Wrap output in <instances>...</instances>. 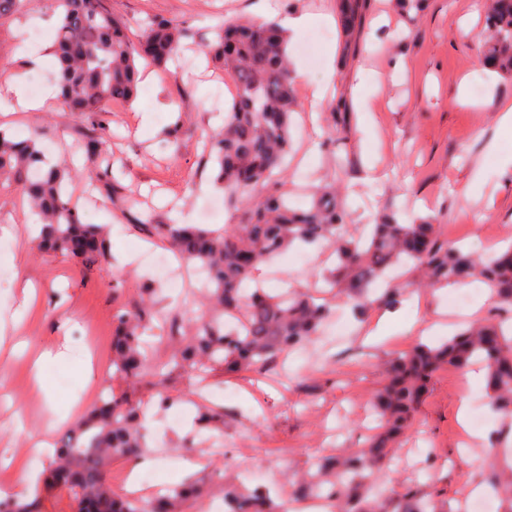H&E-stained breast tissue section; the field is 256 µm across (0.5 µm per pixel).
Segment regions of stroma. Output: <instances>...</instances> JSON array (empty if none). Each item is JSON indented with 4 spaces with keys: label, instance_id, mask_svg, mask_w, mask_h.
<instances>
[{
    "label": "stroma",
    "instance_id": "35a3bbf8",
    "mask_svg": "<svg viewBox=\"0 0 512 512\" xmlns=\"http://www.w3.org/2000/svg\"><path fill=\"white\" fill-rule=\"evenodd\" d=\"M281 13L311 17L294 34L291 49L301 62L306 82L295 85L300 109L293 115V150L288 187L310 184L319 175L335 177L344 188V204L356 224L375 223L378 215L399 221L438 217L441 241L481 253L512 243V138L502 136L497 104L512 100V76L488 74L482 64L479 34L484 15H473V0H426L415 16L398 11L394 0H366L363 22L349 53L336 56V78L325 79L326 55L340 38L329 17L337 0H275ZM112 13L133 34L151 17L184 22L195 44L211 38L212 28L228 15L256 16L259 0H106ZM470 25L462 36V25ZM56 18L48 0H29L26 13L0 19V66L27 71L43 86L55 81L51 65L25 68L23 53L31 29L52 37ZM403 69L393 72L394 60ZM231 75L212 68L188 50L173 72H157L154 86L141 87L134 104L89 117L50 106L39 112L0 114V127L19 136L43 129L40 145L55 159L68 160L84 219L104 225L110 257L99 267H86L32 246L29 231L36 219L27 204L0 194V469H8L20 449L35 440L58 441L71 423L96 402L100 392L127 393L145 408L156 402L153 378L134 385L114 382L110 357H96L97 348L112 346V316L137 300L142 283L157 290L155 308L164 313L181 309L195 317L199 282L187 274L172 283L154 277L141 263L146 249L167 252L160 241H145L135 227L147 218L154 224L205 223L218 229L231 214L220 208L204 213L205 203L218 196L209 170L204 169L202 144L223 123L224 105L232 97ZM329 91L319 111L311 109L316 84ZM359 86L351 95V86ZM466 88L472 108L455 104ZM151 109L154 132L137 133L141 108ZM336 148H320L328 132ZM104 141L103 157L112 161L108 177L121 194L104 193L86 177L87 149ZM479 183L480 197L470 192ZM271 272L263 273L265 288L305 289L319 286L333 269L325 248L297 245L276 256ZM32 283L39 311L21 333L13 316L21 289ZM475 303L473 284L454 290L435 288L409 294L394 320L385 325L384 340L370 344L368 330L383 319L384 308H372L356 321L349 305H334L324 334V367L306 370L303 357L287 360L293 382L268 375L225 380L223 368L208 375L209 401L224 409V445L186 449L195 415L194 382L185 373L166 376L162 387L183 400L178 417L156 415L144 429L142 455L157 475V486L192 476L209 479L215 467L243 468L244 480L281 484L286 472L310 469L336 448L362 445L374 425L360 414L371 403L383 377L377 365L404 350L412 333L402 331L411 316L433 326L432 340L465 322L462 310L450 306L453 294ZM55 352L46 370L51 395L39 392L30 364L41 351ZM464 373L442 370L432 380L418 414V423L403 441L386 475L396 493L433 494L458 504L467 487L480 479L484 456L465 447L456 409L460 398L484 397L483 385L463 388Z\"/></svg>",
    "mask_w": 512,
    "mask_h": 512
}]
</instances>
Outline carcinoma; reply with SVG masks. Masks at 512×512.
I'll return each mask as SVG.
<instances>
[{"label":"carcinoma","instance_id":"carcinoma-1","mask_svg":"<svg viewBox=\"0 0 512 512\" xmlns=\"http://www.w3.org/2000/svg\"><path fill=\"white\" fill-rule=\"evenodd\" d=\"M51 9L58 14L53 55L59 98L79 115L101 112L109 101L132 102L138 93L139 62L165 70L182 57L189 38L182 22L153 17L134 41L104 0H51ZM361 9L362 0H344L338 6L344 39L357 30ZM486 30L487 63L511 75L512 0H489ZM213 33L199 51L232 75L235 90L224 110V125L208 138L205 152L232 220L217 231L197 224L137 223L148 237L164 240L181 260L207 272L197 292L205 315L190 325L177 311L164 316L169 338L183 335L186 343L172 350L166 364H159L149 356L146 339L157 319L156 289L142 286L138 300L112 318L115 377L136 382L160 377L171 367L202 380L215 365L227 374L270 373L287 356L311 349L330 315V302L311 291L271 294L249 287L262 264L297 242L322 244L335 253L336 268L326 279L327 287L333 298L353 305L359 315L374 305L400 302L406 284L390 280L389 274L407 263L412 283L420 287L481 279L501 309L512 312V246L479 258L440 241L435 217L368 224L356 237L334 180L313 186L307 207L294 205L286 183L291 119L299 102L284 30L274 21L231 15ZM73 180L66 160L46 159L39 132L20 139L0 128V191L26 200L39 216L37 246L85 266L106 262L105 232L84 221ZM257 186L264 188L258 196L252 194ZM226 315L242 321L240 333L224 327ZM474 363L485 367L489 404L503 417L489 445L505 448L512 435V326L499 318L470 324L441 344L418 343L391 357L374 395L377 431L360 448H339L323 456L314 470L287 480V491L275 485L245 487L239 475L221 470L216 480L175 483L149 500L115 495L109 467L114 458L143 448L144 412L112 392L100 397L54 449L42 489L32 497L1 499L0 512H43L46 497L60 488L66 489L73 512H184L187 501L202 499L216 488L224 492V512H280L285 492L297 498L319 494L336 499L340 512H451L432 497L387 494L383 473L399 439L415 423L431 378L440 370ZM195 427L223 432L224 409L199 407ZM483 472L500 512H512V461L494 453L487 456Z\"/></svg>","mask_w":512,"mask_h":512}]
</instances>
